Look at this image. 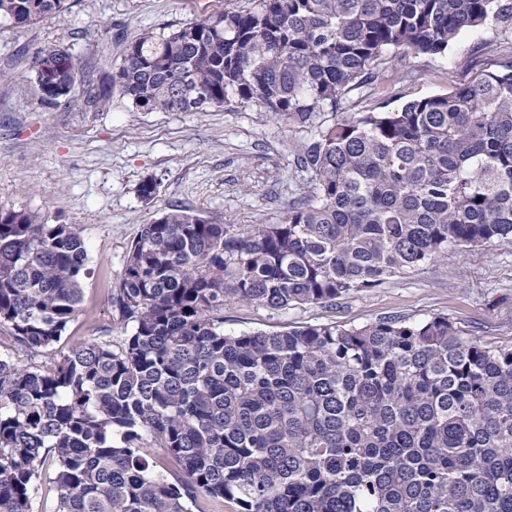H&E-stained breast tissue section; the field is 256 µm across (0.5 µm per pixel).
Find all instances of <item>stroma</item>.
Wrapping results in <instances>:
<instances>
[{
  "instance_id": "stroma-1",
  "label": "stroma",
  "mask_w": 512,
  "mask_h": 512,
  "mask_svg": "<svg viewBox=\"0 0 512 512\" xmlns=\"http://www.w3.org/2000/svg\"><path fill=\"white\" fill-rule=\"evenodd\" d=\"M254 5V0H70L67 10L45 20L0 24V209L75 225L89 248L84 303L66 345L109 329L108 291L117 286L143 225L161 210L183 209L227 224H273L304 203L310 175L298 165L297 154L310 131L237 100L205 112H141L116 92L100 110L50 107L31 71L35 53L62 48L77 62L78 84L106 85L127 44L144 32ZM510 61L512 33L489 25L460 34L442 56L391 51L380 67L402 75L398 92L355 89L344 95L340 109L395 112L408 101L450 93ZM148 177L158 184L150 203L138 195ZM432 315L448 316L466 336L486 344L512 342V245L494 240L455 247L435 265L329 304L270 311L235 303L224 310V331L359 326Z\"/></svg>"
}]
</instances>
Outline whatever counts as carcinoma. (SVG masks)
I'll return each instance as SVG.
<instances>
[{
    "instance_id": "1",
    "label": "carcinoma",
    "mask_w": 512,
    "mask_h": 512,
    "mask_svg": "<svg viewBox=\"0 0 512 512\" xmlns=\"http://www.w3.org/2000/svg\"><path fill=\"white\" fill-rule=\"evenodd\" d=\"M67 0H0L33 23ZM512 0H258L129 44L112 87L142 112L232 100L308 127L313 196L275 224L182 209L143 225L109 306L121 336L63 347L90 275L71 224L0 211V512H512V343L446 316L224 333V307L287 310L378 288L455 246L512 244V62L397 112H351L391 48L442 55ZM76 84L48 47L32 61ZM108 92L65 104L103 109ZM173 463L154 470L146 441Z\"/></svg>"
}]
</instances>
